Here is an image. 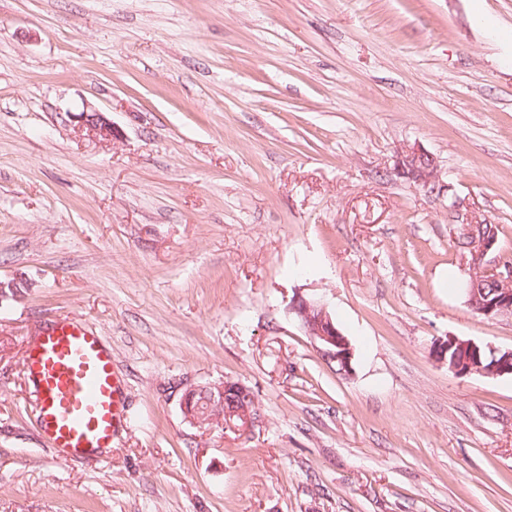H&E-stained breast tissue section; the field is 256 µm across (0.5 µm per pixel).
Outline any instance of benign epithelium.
<instances>
[{"label": "benign epithelium", "instance_id": "7a95c632", "mask_svg": "<svg viewBox=\"0 0 512 512\" xmlns=\"http://www.w3.org/2000/svg\"><path fill=\"white\" fill-rule=\"evenodd\" d=\"M78 127L86 130L90 136L108 141L114 136L112 122L101 112H81L73 115ZM400 177L424 186L434 179L435 166L433 157L417 147H410L402 152L397 163ZM464 236L474 240L470 247L467 265L470 276L492 275L503 282L505 287L499 289L495 301L482 299L474 288L467 289V306L485 318L512 317V267L491 261L488 256L496 251V240L477 236V225H464ZM288 310L299 319L306 333L325 356L342 365V371L351 369L352 348L348 339L336 327L325 303L318 299L295 295L288 305ZM457 349V354L464 355L460 360H453L449 368L459 374L481 373L488 376H512V349L504 351L501 364L490 368L484 367L465 357L467 353L479 350L477 343L450 337L436 347V356L444 357L448 350ZM256 420L255 406L234 403L224 409V426L237 430L251 427Z\"/></svg>", "mask_w": 512, "mask_h": 512}]
</instances>
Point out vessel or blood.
I'll list each match as a JSON object with an SVG mask.
<instances>
[{"label":"vessel or blood","instance_id":"vessel-or-blood-1","mask_svg":"<svg viewBox=\"0 0 512 512\" xmlns=\"http://www.w3.org/2000/svg\"><path fill=\"white\" fill-rule=\"evenodd\" d=\"M42 436L60 458L111 447L123 430L124 385L111 350L85 322L62 316L42 327L24 357Z\"/></svg>","mask_w":512,"mask_h":512}]
</instances>
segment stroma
Masks as SVG:
<instances>
[{"label": "stroma", "mask_w": 512, "mask_h": 512, "mask_svg": "<svg viewBox=\"0 0 512 512\" xmlns=\"http://www.w3.org/2000/svg\"><path fill=\"white\" fill-rule=\"evenodd\" d=\"M414 145L426 187L395 171ZM469 219L512 258V0H0V280L26 284L0 303V512H512V376L432 354L512 348L466 305ZM62 315L130 423L59 460L23 358ZM225 380L251 430L190 426L183 391ZM73 119L79 128L96 139L108 141L114 136L112 122L101 112H81L74 114ZM288 310L297 316L318 350L329 359L339 361L343 372H349L352 360L351 345L336 327L326 304L321 300L297 294L289 303ZM494 353H503L505 357L501 364L494 365L490 368H485L482 364L476 363L471 359L467 358L466 353L472 354L474 351H479L477 343L470 340H460L454 337H448L446 341H442L436 347V356L438 358L444 357L448 350L456 348V358L451 364L448 363V367L459 374H470V373H481L488 376H512V349L501 350L491 345L488 346ZM462 354L463 358L459 361L458 357Z\"/></svg>", "instance_id": "obj_1"}]
</instances>
